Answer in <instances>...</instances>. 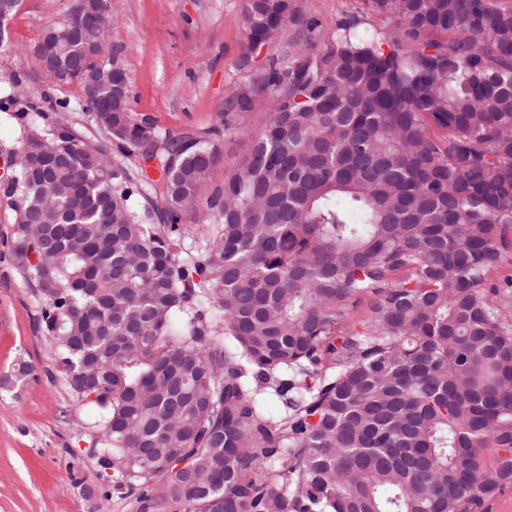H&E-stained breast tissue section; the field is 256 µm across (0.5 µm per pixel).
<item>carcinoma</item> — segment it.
<instances>
[{
    "mask_svg": "<svg viewBox=\"0 0 512 512\" xmlns=\"http://www.w3.org/2000/svg\"><path fill=\"white\" fill-rule=\"evenodd\" d=\"M364 2L385 27L352 17L228 99L278 105L224 119L250 151L211 194L215 145L144 139L129 89L100 86L112 160L23 80L0 100L24 278L90 458L141 512H474L512 484V331L484 291L512 231V0ZM245 19L253 49L298 15ZM55 30L61 65L96 69ZM204 196L193 254L180 220ZM19 125L11 112H0V149L17 146Z\"/></svg>",
    "mask_w": 512,
    "mask_h": 512,
    "instance_id": "cac0c4a2",
    "label": "carcinoma"
}]
</instances>
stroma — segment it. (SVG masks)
Wrapping results in <instances>:
<instances>
[{"label": "stroma", "instance_id": "stroma-1", "mask_svg": "<svg viewBox=\"0 0 512 512\" xmlns=\"http://www.w3.org/2000/svg\"><path fill=\"white\" fill-rule=\"evenodd\" d=\"M302 20L286 24L257 51L246 47L245 0H112L109 44L132 87L131 110L172 135L210 138L218 151L208 183L247 155V137L226 132L224 106L256 81L271 59L288 58L303 39L302 22L335 32L348 17L365 18L364 0H294ZM74 0H21L0 36V99L14 78L43 110L66 102L60 115L88 140L102 135L81 105L77 86L59 87L34 54L48 27L64 21ZM13 213L0 196V512H140L135 496L113 492L89 458L95 437L56 365L41 327V305L15 251ZM28 363L31 374L16 380Z\"/></svg>", "mask_w": 512, "mask_h": 512}]
</instances>
